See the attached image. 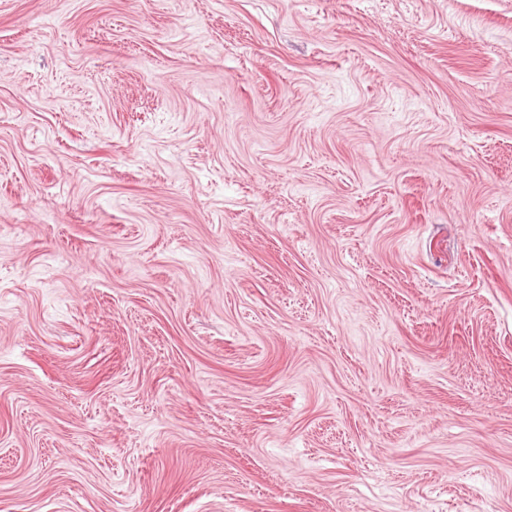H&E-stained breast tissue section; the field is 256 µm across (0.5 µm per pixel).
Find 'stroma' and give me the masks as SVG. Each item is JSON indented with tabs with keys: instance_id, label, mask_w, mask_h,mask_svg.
Segmentation results:
<instances>
[{
	"instance_id": "1",
	"label": "stroma",
	"mask_w": 512,
	"mask_h": 512,
	"mask_svg": "<svg viewBox=\"0 0 512 512\" xmlns=\"http://www.w3.org/2000/svg\"><path fill=\"white\" fill-rule=\"evenodd\" d=\"M0 512H512V0H0Z\"/></svg>"
}]
</instances>
